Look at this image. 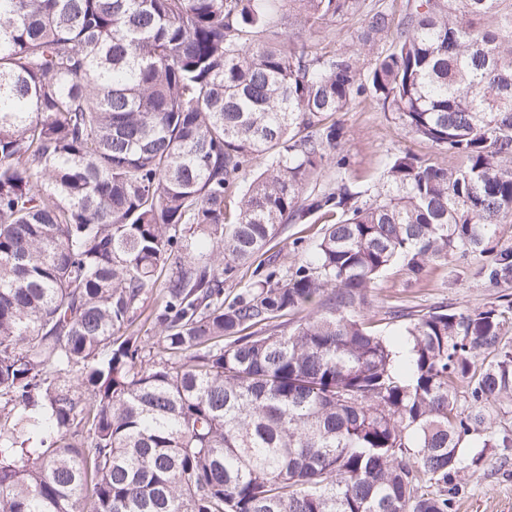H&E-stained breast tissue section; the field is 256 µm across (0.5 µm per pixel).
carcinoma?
<instances>
[{
  "label": "carcinoma",
  "mask_w": 512,
  "mask_h": 512,
  "mask_svg": "<svg viewBox=\"0 0 512 512\" xmlns=\"http://www.w3.org/2000/svg\"><path fill=\"white\" fill-rule=\"evenodd\" d=\"M338 20L357 47L313 50ZM363 95L457 163L312 189ZM507 219L512 0H0V512H452L512 447V301L397 311L396 341L369 296L454 253L512 278ZM312 220L288 275L262 259ZM167 264L156 345L114 343ZM321 224H288L285 232L275 242L271 244L272 249L262 257L264 259L268 254H277L280 251L281 268L288 267L291 261V255H288L289 243L294 238L302 237L306 242L314 244L320 233ZM258 262L250 266H244L239 270L238 277L234 282L224 284V304L232 303L242 294L255 279L253 270Z\"/></svg>",
  "instance_id": "1"
}]
</instances>
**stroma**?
Masks as SVG:
<instances>
[{
	"label": "stroma",
	"instance_id": "35a3bbf8",
	"mask_svg": "<svg viewBox=\"0 0 512 512\" xmlns=\"http://www.w3.org/2000/svg\"><path fill=\"white\" fill-rule=\"evenodd\" d=\"M339 121L350 164L340 169L327 162L319 187L343 180L352 183L363 199L375 198L386 158L398 146L438 163L448 160L439 148L407 134L394 114L381 111L372 100L358 99ZM484 263L477 254L456 255L432 264L418 278L404 263L393 264L374 284L370 314L376 328L386 335L401 329L404 321L396 316L400 310L417 315L440 305L470 311L496 306L500 295H512V281L490 283L482 271ZM486 455L482 470L459 474L455 512H512V448H490Z\"/></svg>",
	"mask_w": 512,
	"mask_h": 512
}]
</instances>
